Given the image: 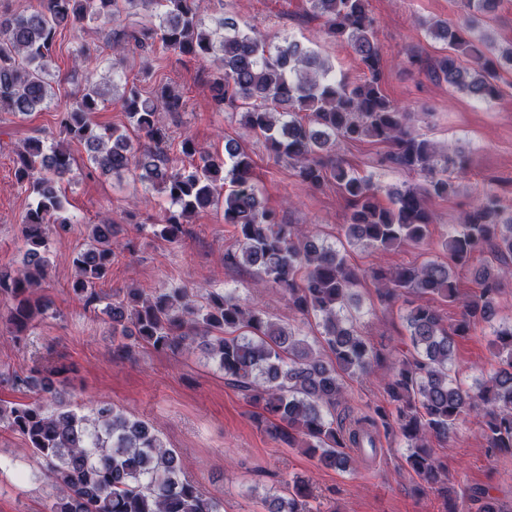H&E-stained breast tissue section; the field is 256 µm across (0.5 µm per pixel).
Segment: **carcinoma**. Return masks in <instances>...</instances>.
Listing matches in <instances>:
<instances>
[{
	"label": "carcinoma",
	"mask_w": 512,
	"mask_h": 512,
	"mask_svg": "<svg viewBox=\"0 0 512 512\" xmlns=\"http://www.w3.org/2000/svg\"><path fill=\"white\" fill-rule=\"evenodd\" d=\"M324 33L345 42L360 61L363 79H338L319 54L302 44L268 34L243 31L237 20L220 12L205 23V0H39L22 12L0 9V111L28 117L54 102L56 38L88 24L103 29L117 54L137 50L172 53L216 64L212 101L221 109L240 102V124L264 138L278 159H287L298 179L319 189L336 185L350 215L342 226L350 245L388 251L406 243H428L433 224L431 198L455 192L453 172L467 169L464 155L440 150L415 132L407 113L382 88L386 61L376 41L377 21L369 0H309ZM499 0H460L462 19L437 21L429 33L448 46L431 62L421 54L406 63L483 102L499 99L512 77V44L498 45L476 34L493 17ZM141 12L136 28L122 24L130 11ZM98 49L81 44L74 58L84 68L83 88L68 105L56 106L59 126L71 143L84 147L90 168L103 174L131 171L147 190L170 202L165 222L154 233L171 244L181 242L184 224L215 207L224 223L237 229L238 247L224 252V265L252 269L277 288L297 313L319 319L317 352L299 331L271 320L232 293L207 291L204 301L185 288L148 294L135 288L103 313L112 327V346L128 356L145 344L159 352L193 347L207 351L224 373V382L261 410L268 432L282 442L305 448L321 464L354 469L363 454L348 448L376 450L374 430L382 423L407 448L406 463L418 482L414 491L431 490L446 500L445 512H457L448 488V466L436 457L432 442L448 443L459 422L469 416L481 424L488 450L512 453V321H496L503 282L512 277V211L489 189L452 227L441 249L444 258L420 265L374 269L369 278L387 303L415 294L460 304L453 323L439 310L418 303L404 320L413 352L392 363L387 383L391 408L360 415L349 425L336 423L344 402L343 378L368 373L379 356L348 312L364 274L351 267L336 247L312 230L284 223L266 208L252 182V159L230 139L224 153L201 148L189 135L180 152L198 162L190 168L173 163L167 152L168 129L161 112H178L182 95L167 84L144 93L126 83L120 97L129 125L101 127L92 121L112 85L96 78ZM371 140L389 150L381 165L420 174L423 185L389 190L361 176L336 156V142ZM75 159L61 144L28 140L17 154V183L34 201L21 225L27 265L20 271L0 268V302L7 307L11 340L24 341L29 324L47 310L35 295L47 277L49 233L72 223L63 210L62 182L72 179ZM114 225H92L90 244L72 258L77 272L73 291L85 306L101 301L99 285L112 265ZM490 259L475 271L477 291L461 298L456 273L471 267L475 256ZM491 327L495 366L475 384L464 386L453 370L455 338ZM5 380L36 395L34 401L0 407V423L19 434L23 452L42 460L31 479L45 478L63 491L49 512H223V503L201 492L185 476L178 456L157 430L108 406L80 415L56 399L54 374L31 369ZM288 493L266 495L265 512H312L309 480L285 481ZM477 512H504L489 489L473 490Z\"/></svg>",
	"instance_id": "obj_1"
}]
</instances>
